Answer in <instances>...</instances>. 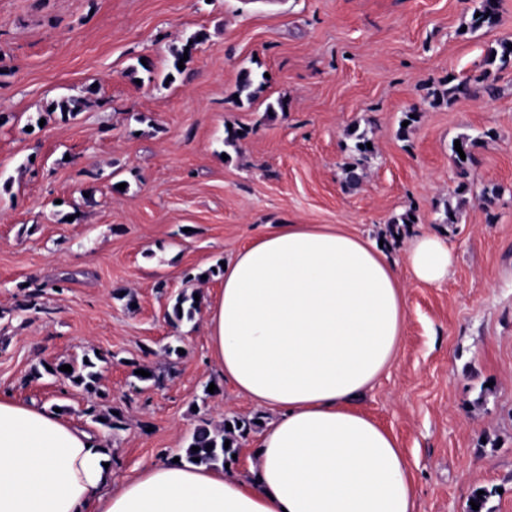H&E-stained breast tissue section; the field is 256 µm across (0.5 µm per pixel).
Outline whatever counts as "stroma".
I'll return each mask as SVG.
<instances>
[{"label":"stroma","instance_id":"1","mask_svg":"<svg viewBox=\"0 0 512 512\" xmlns=\"http://www.w3.org/2000/svg\"><path fill=\"white\" fill-rule=\"evenodd\" d=\"M477 5L0 0V393L96 434L118 413L117 483L182 452L200 419L219 432L245 418L253 432L229 462L244 471L271 415L210 360L203 305L221 281L208 269L270 224H342L397 260L416 231H443L448 280L408 283L396 357L359 408L404 449L417 512H468L480 491L487 512H512V63L486 62L512 39V0L475 29ZM198 31L185 73L165 82L172 50ZM245 68L263 81L242 104ZM461 81L470 95L449 96ZM63 98L82 100L75 119L53 111ZM280 98L287 112H267ZM230 126L246 138L225 144ZM360 133L371 153L355 151ZM463 136L477 145L462 172ZM348 166L357 187L343 184ZM26 283L39 288L28 311ZM181 292L202 308L175 326ZM86 356L99 359L96 389L44 371ZM141 365L155 380L137 378Z\"/></svg>","mask_w":512,"mask_h":512}]
</instances>
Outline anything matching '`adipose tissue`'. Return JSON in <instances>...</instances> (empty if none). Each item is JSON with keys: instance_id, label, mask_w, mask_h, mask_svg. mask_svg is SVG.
Segmentation results:
<instances>
[{"instance_id": "obj_1", "label": "adipose tissue", "mask_w": 512, "mask_h": 512, "mask_svg": "<svg viewBox=\"0 0 512 512\" xmlns=\"http://www.w3.org/2000/svg\"><path fill=\"white\" fill-rule=\"evenodd\" d=\"M225 264L211 359L272 415L246 472L168 459L116 485L106 437L0 396V512H417L403 448L355 404L396 355L404 278L447 282V238L399 262L339 224H274Z\"/></svg>"}]
</instances>
